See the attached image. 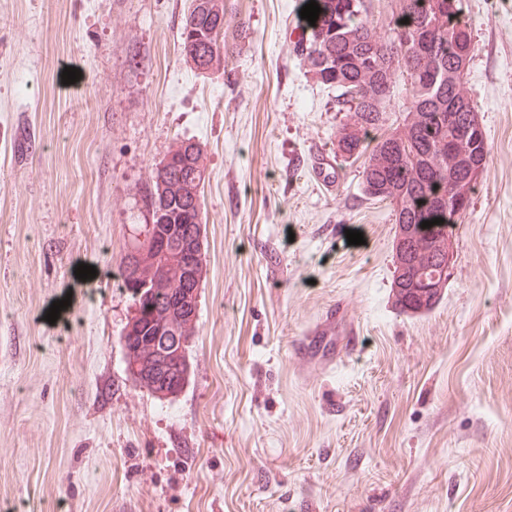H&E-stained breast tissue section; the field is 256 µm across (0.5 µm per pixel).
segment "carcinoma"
<instances>
[{"instance_id": "obj_1", "label": "carcinoma", "mask_w": 512, "mask_h": 512, "mask_svg": "<svg viewBox=\"0 0 512 512\" xmlns=\"http://www.w3.org/2000/svg\"><path fill=\"white\" fill-rule=\"evenodd\" d=\"M321 12L315 25L305 24L294 53L320 83L336 89L347 120L336 132V156L364 159L361 191L388 203L403 241L404 261L393 260L392 299L401 313L414 312L413 295L422 280L438 288L425 292L423 311L441 300L448 277V238L466 214L477 184L475 172L486 166L489 147L477 109L464 87L463 73L473 50L463 21V0H401L387 29L379 31L368 16L366 0H316ZM212 0H192L181 30L183 53L194 52L205 68L224 64L229 46L224 38L226 0L217 11ZM408 19L403 24L401 20ZM404 80L407 107L401 123L389 125L397 78ZM203 149L178 141L155 169L144 194L152 227L144 238L166 239L169 252L192 242L201 225L199 178L194 197L177 194L180 181L197 166ZM439 218L442 223L423 228ZM137 239L121 256L118 277L131 293L135 313L123 334L127 368L133 381L155 393L164 382L188 376L187 343L175 339L178 323L168 289L139 292L135 272ZM147 336L158 338L162 354L151 359L137 347Z\"/></svg>"}]
</instances>
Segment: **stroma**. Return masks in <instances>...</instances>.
I'll return each mask as SVG.
<instances>
[{"label": "stroma", "mask_w": 512, "mask_h": 512, "mask_svg": "<svg viewBox=\"0 0 512 512\" xmlns=\"http://www.w3.org/2000/svg\"><path fill=\"white\" fill-rule=\"evenodd\" d=\"M228 2L201 74L191 0H0V512H512V0H465L490 156L423 314L394 307L393 211L293 52L306 0ZM187 139L203 275L161 399L126 372L117 264ZM217 3L219 7L212 13ZM210 4L214 6L208 7ZM227 12V1L192 0L180 33L182 51L186 57L188 52H196L200 64L209 70L218 69L224 64L229 50L228 41L224 38V16ZM213 30L215 32L212 34Z\"/></svg>", "instance_id": "stroma-1"}]
</instances>
